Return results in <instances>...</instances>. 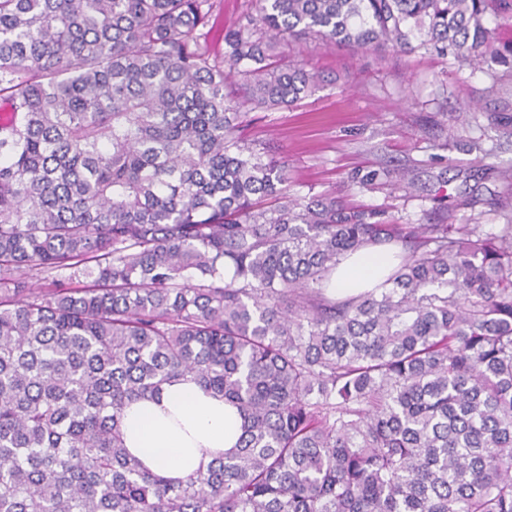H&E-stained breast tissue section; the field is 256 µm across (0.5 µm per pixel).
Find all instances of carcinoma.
<instances>
[{"label": "carcinoma", "instance_id": "1", "mask_svg": "<svg viewBox=\"0 0 512 512\" xmlns=\"http://www.w3.org/2000/svg\"><path fill=\"white\" fill-rule=\"evenodd\" d=\"M489 11L512 0H259L220 62L211 0H0V512H512V219L293 195L225 93L314 94L271 62L310 37L500 63ZM381 244L382 287L327 293ZM184 377L242 425L176 483L121 421Z\"/></svg>", "mask_w": 512, "mask_h": 512}]
</instances>
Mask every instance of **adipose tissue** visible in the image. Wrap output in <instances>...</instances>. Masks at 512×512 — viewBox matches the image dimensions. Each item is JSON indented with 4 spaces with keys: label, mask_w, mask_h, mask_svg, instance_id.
<instances>
[{
    "label": "adipose tissue",
    "mask_w": 512,
    "mask_h": 512,
    "mask_svg": "<svg viewBox=\"0 0 512 512\" xmlns=\"http://www.w3.org/2000/svg\"><path fill=\"white\" fill-rule=\"evenodd\" d=\"M389 258L383 247L343 258L332 279L337 295H355L380 284ZM240 426L234 407L187 379L164 385L154 399L128 405L122 431L126 447L145 468L183 480L234 448Z\"/></svg>",
    "instance_id": "1"
}]
</instances>
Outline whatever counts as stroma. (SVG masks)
<instances>
[{
	"instance_id": "35a3bbf8",
	"label": "stroma",
	"mask_w": 512,
	"mask_h": 512,
	"mask_svg": "<svg viewBox=\"0 0 512 512\" xmlns=\"http://www.w3.org/2000/svg\"><path fill=\"white\" fill-rule=\"evenodd\" d=\"M279 56L308 63L319 89L293 108L242 109L252 142L287 161L291 193L333 192L399 224L491 229L512 217V79L504 66L314 41L284 43Z\"/></svg>"
}]
</instances>
